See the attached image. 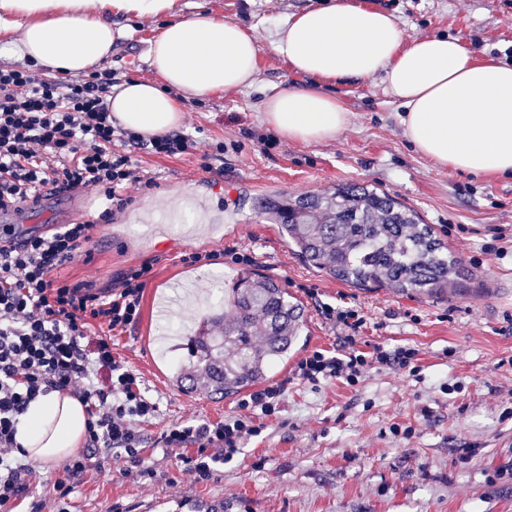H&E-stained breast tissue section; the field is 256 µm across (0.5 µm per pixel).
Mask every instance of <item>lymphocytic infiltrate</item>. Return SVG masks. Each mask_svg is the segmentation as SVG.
I'll list each match as a JSON object with an SVG mask.
<instances>
[{"label":"lymphocytic infiltrate","mask_w":512,"mask_h":512,"mask_svg":"<svg viewBox=\"0 0 512 512\" xmlns=\"http://www.w3.org/2000/svg\"><path fill=\"white\" fill-rule=\"evenodd\" d=\"M112 85L108 68L83 78L46 79L29 69L0 67V214L39 200L47 187L94 189L110 203L96 220L65 224L49 235H0V512H9L29 487L17 420L50 391L69 392L85 405L90 447L124 459L125 475L143 464L136 425L153 417L157 406L113 356L110 335L139 319L151 266L129 267L114 288L69 285L51 276L87 246L96 224L111 222L113 209L127 205L124 190L140 185L126 147L143 145L164 156L192 147L182 133L146 139L116 125L107 103ZM327 314L349 334L337 352L316 350L301 358L298 380L353 386L374 365L404 369L417 355L404 346L360 350L356 334L365 319L358 310L331 307ZM282 393L279 385L254 391L241 400L238 414L218 423L179 424L165 433L164 443L196 448L188 469L207 479L259 434L260 417L278 413Z\"/></svg>","instance_id":"1"}]
</instances>
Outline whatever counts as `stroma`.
Listing matches in <instances>:
<instances>
[{"label": "stroma", "instance_id": "stroma-1", "mask_svg": "<svg viewBox=\"0 0 512 512\" xmlns=\"http://www.w3.org/2000/svg\"><path fill=\"white\" fill-rule=\"evenodd\" d=\"M393 14L408 36L465 38L480 58L512 62V0H359ZM326 0H174L175 16L208 13L255 28L261 39L288 16ZM162 19H134L112 51L115 82L148 78V42ZM258 82L233 93L184 101L181 132L190 152H134L151 187L131 189L132 204L97 225L85 253L59 268L58 280L103 288L129 267L150 262L139 321L112 337V353L137 374L157 405L140 423L148 476H124L120 458L95 455L66 499L54 482L62 463L31 465L30 487L13 512H512V178L472 177L438 170L414 152L402 133L397 101L381 81L331 86L350 113L335 140L304 145L262 122V103L280 81L301 83L270 49L258 60ZM368 183L416 210L461 257L463 287L434 296L362 289L308 267L253 202L278 194L316 193L336 184ZM209 199L216 219L208 232L160 236L133 223L140 211L162 216L174 199ZM94 214V192L45 193L26 215L29 232L72 223V206ZM215 254L211 265L187 266L183 254ZM254 261L236 263L234 254ZM251 271L278 279L307 320L299 354L338 349L344 331L326 318L331 305L357 308L366 323L360 347L405 346L418 352V373L371 367L349 386H313L294 378L295 361L270 381L284 384L281 411L260 418L224 468L195 481L178 450L165 448L175 424L219 422L236 414L238 397L210 394L204 384L175 387V361L187 357L191 323L161 338L157 304L177 281L215 291L212 275L232 281ZM458 383L454 392L445 383ZM413 428L405 436L404 428Z\"/></svg>", "mask_w": 512, "mask_h": 512}]
</instances>
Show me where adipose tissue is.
Returning a JSON list of instances; mask_svg holds the SVG:
<instances>
[{"label":"adipose tissue","mask_w":512,"mask_h":512,"mask_svg":"<svg viewBox=\"0 0 512 512\" xmlns=\"http://www.w3.org/2000/svg\"><path fill=\"white\" fill-rule=\"evenodd\" d=\"M174 0H0V50L54 72L79 73L106 63L125 18L165 17L149 42L153 75L113 87V118L143 137L183 120V100L253 86L262 47L244 25L208 14L170 19ZM272 51L305 85H277L262 120L302 144L336 138L349 112L325 85L381 80L404 109L405 139L435 168L485 177L512 175V63L480 59L460 37L409 38L390 13L331 4L288 17L272 33ZM84 405L67 393L36 398L16 425L32 462L61 461L86 433Z\"/></svg>","instance_id":"obj_1"}]
</instances>
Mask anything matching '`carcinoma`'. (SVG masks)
I'll return each instance as SVG.
<instances>
[{
    "label": "carcinoma",
    "instance_id": "1",
    "mask_svg": "<svg viewBox=\"0 0 512 512\" xmlns=\"http://www.w3.org/2000/svg\"><path fill=\"white\" fill-rule=\"evenodd\" d=\"M260 213L278 225L305 264L356 288L433 295L456 287L464 277L462 259L431 225L367 185L268 197ZM224 293L230 306L224 334L190 341L188 361H176V373L192 383L204 375L213 392L229 397L265 381L288 360L305 326V312L273 278L243 273ZM259 325L266 336L257 343L253 332Z\"/></svg>",
    "mask_w": 512,
    "mask_h": 512
}]
</instances>
